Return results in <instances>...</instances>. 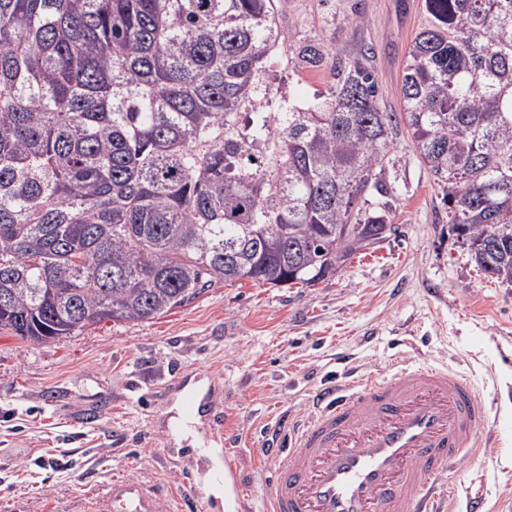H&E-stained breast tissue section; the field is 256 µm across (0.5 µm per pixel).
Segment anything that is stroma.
<instances>
[{"label":"stroma","instance_id":"35a3bbf8","mask_svg":"<svg viewBox=\"0 0 512 512\" xmlns=\"http://www.w3.org/2000/svg\"><path fill=\"white\" fill-rule=\"evenodd\" d=\"M277 48L257 74L266 112L305 106L335 83L336 62L368 63L385 109L402 107L424 0H274ZM318 44L320 67L296 49ZM396 233L314 286L216 285L158 319L105 322L60 341L0 333V512H89L113 482L159 492L169 512H225L210 474L229 469L236 512H263L262 485L284 416L305 419L309 393L399 360L452 363L492 405L491 444L468 468L484 512H512V286L479 275L448 224V185L406 133L389 148ZM201 405L177 432L186 393ZM221 403L225 446L210 426Z\"/></svg>","mask_w":512,"mask_h":512}]
</instances>
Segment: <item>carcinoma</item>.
I'll return each instance as SVG.
<instances>
[{
	"instance_id": "carcinoma-1",
	"label": "carcinoma",
	"mask_w": 512,
	"mask_h": 512,
	"mask_svg": "<svg viewBox=\"0 0 512 512\" xmlns=\"http://www.w3.org/2000/svg\"><path fill=\"white\" fill-rule=\"evenodd\" d=\"M425 9L401 111L349 61L324 100L261 112L273 0H0V327L46 342L220 282L324 280L355 225L395 230L403 128L471 261L511 286L512 0Z\"/></svg>"
}]
</instances>
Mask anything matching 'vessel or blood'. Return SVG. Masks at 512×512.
Here are the masks:
<instances>
[{"mask_svg":"<svg viewBox=\"0 0 512 512\" xmlns=\"http://www.w3.org/2000/svg\"><path fill=\"white\" fill-rule=\"evenodd\" d=\"M311 403L305 424L278 422L289 448L263 488L265 512H445L490 420L465 374L432 364L397 362ZM94 512L164 510L144 484L118 481Z\"/></svg>","mask_w":512,"mask_h":512,"instance_id":"b4317fda","label":"vessel or blood"}]
</instances>
